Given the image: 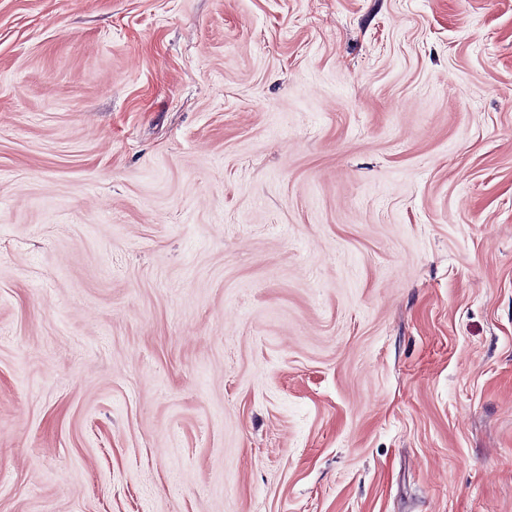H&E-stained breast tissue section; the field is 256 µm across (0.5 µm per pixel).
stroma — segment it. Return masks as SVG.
Wrapping results in <instances>:
<instances>
[{
  "mask_svg": "<svg viewBox=\"0 0 512 512\" xmlns=\"http://www.w3.org/2000/svg\"><path fill=\"white\" fill-rule=\"evenodd\" d=\"M0 512H512V0H0Z\"/></svg>",
  "mask_w": 512,
  "mask_h": 512,
  "instance_id": "1",
  "label": "stroma"
}]
</instances>
